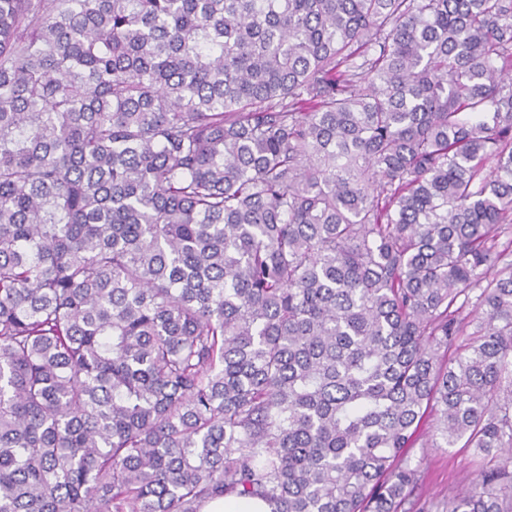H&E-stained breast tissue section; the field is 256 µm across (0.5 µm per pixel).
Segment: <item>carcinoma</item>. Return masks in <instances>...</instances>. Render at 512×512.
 I'll use <instances>...</instances> for the list:
<instances>
[{
	"mask_svg": "<svg viewBox=\"0 0 512 512\" xmlns=\"http://www.w3.org/2000/svg\"><path fill=\"white\" fill-rule=\"evenodd\" d=\"M430 415L512 512V0H0V512H431ZM203 512H270V508L260 498L229 495L211 500Z\"/></svg>",
	"mask_w": 512,
	"mask_h": 512,
	"instance_id": "carcinoma-1",
	"label": "carcinoma"
}]
</instances>
